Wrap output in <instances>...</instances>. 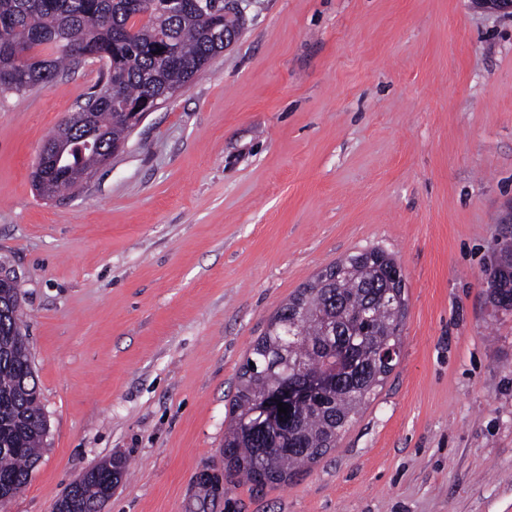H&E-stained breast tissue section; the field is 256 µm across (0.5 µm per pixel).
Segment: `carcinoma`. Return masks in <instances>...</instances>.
<instances>
[{
  "instance_id": "carcinoma-1",
  "label": "carcinoma",
  "mask_w": 512,
  "mask_h": 512,
  "mask_svg": "<svg viewBox=\"0 0 512 512\" xmlns=\"http://www.w3.org/2000/svg\"><path fill=\"white\" fill-rule=\"evenodd\" d=\"M237 29L224 13V0H184L181 12L171 14L165 0H0V93L20 94L55 78L61 68L86 58L100 59L105 69L100 82H114L118 98L93 91L80 106L86 118L78 127H59L50 144H61L59 156L36 162L32 185L41 196L79 188L103 165L89 145L109 149L126 141L130 130L123 104L158 96L169 97L188 87L193 77L215 55L224 40L215 33ZM166 47V56L158 49ZM396 265L381 249L352 254L336 263L337 278L323 284L316 279L298 291L276 312L277 323L267 327L252 345L233 403V415L224 431L226 471L263 486L288 479L336 447L389 371L378 364L377 351L401 344L403 319L379 307L371 322L358 315L372 301L373 285L383 282L380 272ZM497 287L490 289L493 306L512 310V248L497 260ZM21 289L16 279L0 281V307L8 311L0 322V491L23 490L37 467L44 437V413L29 351L12 334L24 326ZM299 317L294 338L282 343L296 307ZM340 327L355 358L356 371L336 384L324 402L293 408L281 425L264 432L247 428L256 403L286 381V369H323L334 345L326 330ZM126 461L120 457L94 466L86 482L57 501L60 512H91L123 477ZM221 475L202 473L197 484L204 492L198 512H208L220 496Z\"/></svg>"
}]
</instances>
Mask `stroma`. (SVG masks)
Returning <instances> with one entry per match:
<instances>
[{"instance_id": "stroma-1", "label": "stroma", "mask_w": 512, "mask_h": 512, "mask_svg": "<svg viewBox=\"0 0 512 512\" xmlns=\"http://www.w3.org/2000/svg\"><path fill=\"white\" fill-rule=\"evenodd\" d=\"M238 39L78 191L31 172L100 72L0 96V268L48 421L0 512H54L119 455L102 512H194L277 309L379 248L401 355L334 448L213 512H512V311L483 274L512 211V15L476 0H239Z\"/></svg>"}]
</instances>
